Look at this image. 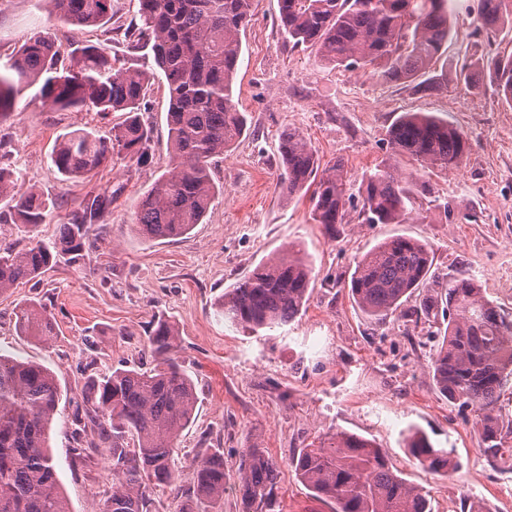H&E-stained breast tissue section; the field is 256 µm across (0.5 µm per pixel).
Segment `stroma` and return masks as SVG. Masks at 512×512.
<instances>
[{"instance_id": "35a3bbf8", "label": "stroma", "mask_w": 512, "mask_h": 512, "mask_svg": "<svg viewBox=\"0 0 512 512\" xmlns=\"http://www.w3.org/2000/svg\"><path fill=\"white\" fill-rule=\"evenodd\" d=\"M253 9L233 91L247 128L215 161L213 178L223 195L185 236L148 240L134 228L140 197L170 165L164 79L152 81L141 112L153 128L152 161L144 167L116 159L92 176L68 180L51 164L59 135L79 128L108 133L123 113L54 109L33 87L0 119V146L9 150L24 186L55 202L38 230L40 240L53 241L89 192L119 190L83 261H58L0 295V354L44 365L62 389L49 444L71 512H94L112 490L111 461L95 456L79 462L71 454L82 385L88 376L116 368L152 367L148 336L161 318L179 329L176 357L198 396L195 418L179 439L182 491L193 486L198 457L220 450L228 474L224 512H239L240 454L257 446L280 469L278 512H330L310 496L288 461L310 442L347 431L380 445L394 468L427 495L432 512H463L472 502L484 512H512V472L483 454L473 411L449 402L433 384L430 364L438 343L428 340L427 322L371 321L345 287L365 252L400 233L431 247L433 289L464 274L512 313V106L476 65L512 52V25L487 31L478 20L479 0H453L450 35L428 74L467 64L472 83L420 91L410 82L325 64L315 48L291 47L278 27V0H254ZM136 10V0H112L109 23L85 29L80 41L103 44L129 65L151 68L152 59L129 51L115 34ZM45 29L63 42L71 36L49 15L46 0H0V65ZM405 112L446 119L471 143L449 170L406 161L415 184L409 223L364 224L351 208L331 237L313 223L308 199H288L278 188V145L286 128L306 137L321 164L342 163L356 191L363 174L389 157L388 130ZM291 245L313 268L305 311L257 333L225 322L219 307L225 289ZM31 300L53 315L51 343L21 335L15 326L17 306ZM411 427L451 449L457 468L440 477L419 465L405 448Z\"/></svg>"}]
</instances>
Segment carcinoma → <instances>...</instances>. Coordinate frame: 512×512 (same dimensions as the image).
Returning a JSON list of instances; mask_svg holds the SVG:
<instances>
[{
    "label": "carcinoma",
    "instance_id": "obj_1",
    "mask_svg": "<svg viewBox=\"0 0 512 512\" xmlns=\"http://www.w3.org/2000/svg\"><path fill=\"white\" fill-rule=\"evenodd\" d=\"M512 0H481L485 29L504 23ZM449 0H278L279 27L293 47H314L321 59L355 72L367 67L389 81L412 82L426 73L448 41ZM138 20L123 32L129 48L150 50L156 69L126 65L100 45L72 50L50 32L29 37L0 69V117L19 94L35 85L44 103L59 110L95 108L102 116L123 112L126 119L108 136L75 130L59 136L51 164L68 179L83 178L113 158L137 166L151 161L152 128L140 117L147 87L157 75L168 91L170 168L142 196L135 229L151 240L188 234L202 223L221 187L212 177L213 160L230 151L246 130V117L233 99L241 34L252 22V0H138ZM49 11L72 33L102 26L112 17V0H48ZM498 94L512 105V53H497L482 64ZM386 161L365 173L359 216L364 224H406L413 192L401 159L428 169L460 163L469 149L466 134L435 115L406 113L390 128ZM277 179L293 198L309 196L312 220L329 234L343 222L354 196L336 163L320 167L310 142L296 129L279 143ZM116 191L89 193L60 225L50 244L32 233L45 223L55 202L26 187L8 153L0 155V199L13 202L11 221L29 234L20 249L0 252V293L40 276L52 262L85 257L89 233L110 214ZM432 266L427 244L394 235L370 248L347 282L349 294L370 319L429 318L438 307L448 314L436 330L437 355L431 362L438 392L474 412L482 451L512 469V421L497 404L512 379V319L487 299L474 279L448 280L444 291L420 305L401 306L428 287ZM311 269L290 247L257 266L224 291V319L257 332L293 321L305 305ZM20 333L48 343L56 336L46 306L27 302L15 312ZM178 328L159 320L150 331L155 365L148 371L115 369L89 378L81 390L75 422L93 425L109 445L77 439L73 456L97 453L112 458V493L96 512H151L158 488L179 491L174 456L180 434L194 416L197 396L191 378L175 357ZM62 391L55 374L38 363L0 356V512H70L60 489L49 436ZM410 455L435 474L457 466L452 452L437 448L418 429L405 436ZM289 466L331 512H431L421 489L394 471L375 441L338 432L302 448ZM278 467L260 448L243 450L238 465L239 512H273ZM224 454L204 455L194 468L192 493L175 495L177 512H222Z\"/></svg>",
    "mask_w": 512,
    "mask_h": 512
}]
</instances>
